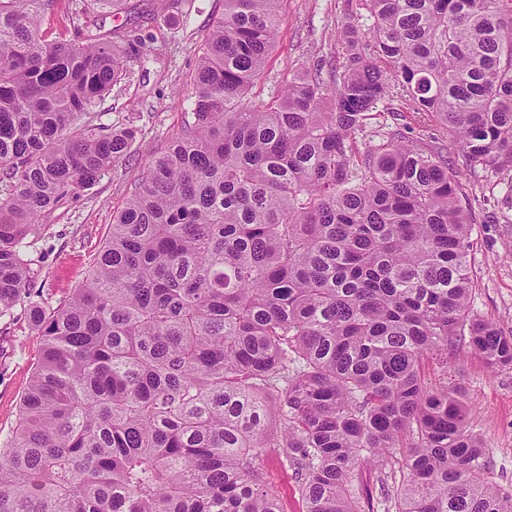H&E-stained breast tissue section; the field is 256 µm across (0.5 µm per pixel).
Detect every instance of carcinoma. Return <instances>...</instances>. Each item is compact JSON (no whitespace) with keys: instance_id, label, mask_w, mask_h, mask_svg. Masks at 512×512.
Returning a JSON list of instances; mask_svg holds the SVG:
<instances>
[{"instance_id":"obj_1","label":"carcinoma","mask_w":512,"mask_h":512,"mask_svg":"<svg viewBox=\"0 0 512 512\" xmlns=\"http://www.w3.org/2000/svg\"><path fill=\"white\" fill-rule=\"evenodd\" d=\"M0 0V317L31 301L43 348L0 442V512H374L360 466L399 475L382 512H512L468 429L463 383L423 362L462 342L512 369V331L472 306L477 223L448 144L359 141L396 88L457 161L512 192V0H361L337 23L341 73L248 98L280 0H224L201 47L194 121L133 182L85 281L45 308L24 248L135 139L86 120L146 36L83 5ZM278 407V422L269 404ZM83 0L70 1L62 0L57 11L46 17L43 28L53 33H65L73 28V22L77 23L76 16L72 10V3H82ZM265 477L276 492L284 512H301L302 503L296 484L281 462L276 451H269L264 457Z\"/></svg>"}]
</instances>
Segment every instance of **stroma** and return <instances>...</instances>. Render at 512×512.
Wrapping results in <instances>:
<instances>
[{"mask_svg":"<svg viewBox=\"0 0 512 512\" xmlns=\"http://www.w3.org/2000/svg\"><path fill=\"white\" fill-rule=\"evenodd\" d=\"M357 8L356 0H283L277 41L252 89V101L271 102L301 68L341 65L344 54L334 30L346 11ZM148 13L153 16L155 39L147 44V59L129 58L125 78L91 116L96 124L136 128L132 146L94 186L54 211L47 219L48 230L25 251L34 271L32 288L47 305L57 306L82 284L133 179L194 120L191 91L197 52L223 15L224 0H192L185 16L176 19L167 14L164 0H124L121 10L107 9L101 16L106 28L130 30ZM412 123L411 113L399 99L386 100L378 104L360 139L374 145L384 127ZM456 174L470 195L479 199L472 234L471 261L479 280L473 308L510 331L512 224L498 223L497 218L512 200L504 190H489L483 176L461 167ZM42 347L41 337L31 327L28 302L18 303L10 315L0 318L1 440L15 425L20 397ZM426 369L433 377L464 383L469 422L488 449L492 478L512 487V369L490 371L466 353L445 364L428 359ZM264 471L283 512H301L297 486L277 452L267 453Z\"/></svg>","mask_w":512,"mask_h":512,"instance_id":"stroma-1","label":"stroma"}]
</instances>
